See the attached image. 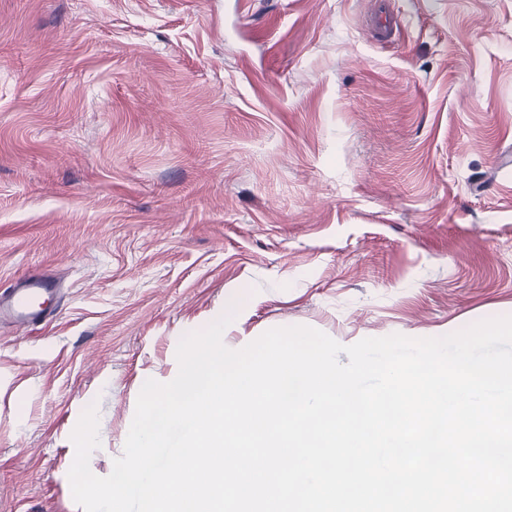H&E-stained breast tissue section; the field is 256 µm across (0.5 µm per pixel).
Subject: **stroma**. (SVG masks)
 <instances>
[{"instance_id":"1","label":"stroma","mask_w":512,"mask_h":512,"mask_svg":"<svg viewBox=\"0 0 512 512\" xmlns=\"http://www.w3.org/2000/svg\"><path fill=\"white\" fill-rule=\"evenodd\" d=\"M0 0V512H83L146 380L225 307L240 349L512 316V0ZM24 288H14L11 292L14 310V319L22 326L38 323L50 315L42 308H32L31 301L34 297H41L43 293L50 291L46 280L42 275H30Z\"/></svg>"}]
</instances>
